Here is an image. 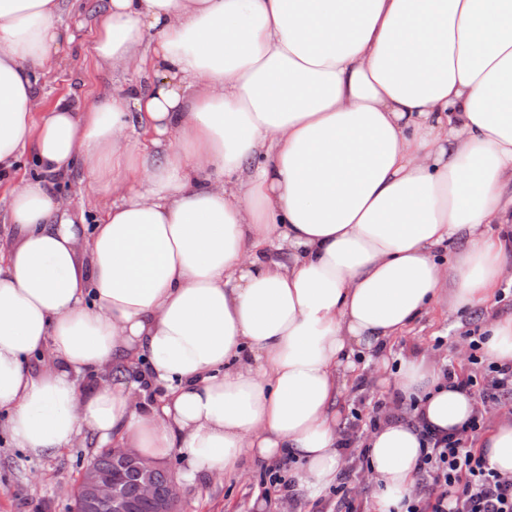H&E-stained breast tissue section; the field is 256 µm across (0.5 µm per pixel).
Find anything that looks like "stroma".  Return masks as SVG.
Segmentation results:
<instances>
[{
	"label": "stroma",
	"mask_w": 512,
	"mask_h": 512,
	"mask_svg": "<svg viewBox=\"0 0 512 512\" xmlns=\"http://www.w3.org/2000/svg\"><path fill=\"white\" fill-rule=\"evenodd\" d=\"M86 2L81 12L61 18V62L40 73L36 83L43 103L70 96L90 105L112 85L111 72L102 69L88 51L96 34L97 8L102 0ZM485 321V313L479 308L457 312L443 303L434 305L409 332L388 344L382 359L366 360L365 388H348L342 398L343 415H351L357 409L369 413L376 401L393 396V374L407 351L426 353L440 362L467 358L464 333L484 326ZM439 338L444 341L440 348L435 345ZM99 450L96 442L88 440L38 459L0 439V512H71V491L86 463ZM163 466L180 479L181 512H334L336 508L331 490H324L313 500L299 486L294 489V499L279 494L270 502H263L259 488L262 466L258 463L246 467L239 476L192 482L180 477L179 455H170Z\"/></svg>",
	"instance_id": "35a3bbf8"
}]
</instances>
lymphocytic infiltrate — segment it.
<instances>
[{
  "mask_svg": "<svg viewBox=\"0 0 512 512\" xmlns=\"http://www.w3.org/2000/svg\"><path fill=\"white\" fill-rule=\"evenodd\" d=\"M468 369L443 364L446 380L465 390L474 412L460 429L439 433L421 426L415 405L401 398L376 402L369 415L354 414L341 432L339 449L352 448L363 429H376L381 421L408 418L420 425L422 450L412 492L403 500L402 512H512V474L490 467L478 442L485 425L500 414L504 398L512 396V361L497 362L483 353V336L466 332Z\"/></svg>",
  "mask_w": 512,
  "mask_h": 512,
  "instance_id": "1",
  "label": "lymphocytic infiltrate"
}]
</instances>
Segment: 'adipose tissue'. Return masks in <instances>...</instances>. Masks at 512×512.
Wrapping results in <instances>:
<instances>
[{
    "mask_svg": "<svg viewBox=\"0 0 512 512\" xmlns=\"http://www.w3.org/2000/svg\"><path fill=\"white\" fill-rule=\"evenodd\" d=\"M63 5L0 0L1 428L35 457L88 434L176 452L188 481L288 456L320 496L354 354L440 296L493 305L512 0H107L93 55L140 80L47 107L35 74L56 63ZM77 167L104 197L91 226L54 190ZM394 385L438 430L472 414L426 355ZM363 443L374 508L395 512L420 432L395 421ZM479 446L512 474V420Z\"/></svg>",
    "mask_w": 512,
    "mask_h": 512,
    "instance_id": "obj_1",
    "label": "adipose tissue"
}]
</instances>
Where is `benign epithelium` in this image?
<instances>
[{
    "label": "benign epithelium",
    "instance_id": "7a95c632",
    "mask_svg": "<svg viewBox=\"0 0 512 512\" xmlns=\"http://www.w3.org/2000/svg\"><path fill=\"white\" fill-rule=\"evenodd\" d=\"M112 468L90 461L72 492L74 512H132L134 501L148 502L154 512H178L181 497L176 478L164 484L154 477L158 463L143 458L133 448H112Z\"/></svg>",
    "mask_w": 512,
    "mask_h": 512
}]
</instances>
